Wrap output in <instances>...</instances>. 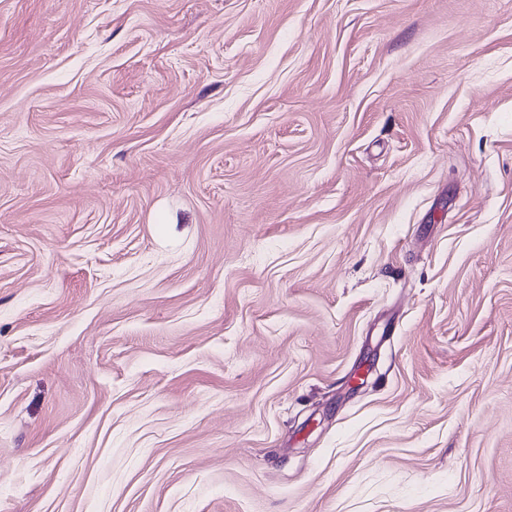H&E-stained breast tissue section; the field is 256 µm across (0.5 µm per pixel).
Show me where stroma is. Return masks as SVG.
Segmentation results:
<instances>
[{
  "instance_id": "obj_1",
  "label": "stroma",
  "mask_w": 512,
  "mask_h": 512,
  "mask_svg": "<svg viewBox=\"0 0 512 512\" xmlns=\"http://www.w3.org/2000/svg\"><path fill=\"white\" fill-rule=\"evenodd\" d=\"M0 512H512V0H0Z\"/></svg>"
}]
</instances>
